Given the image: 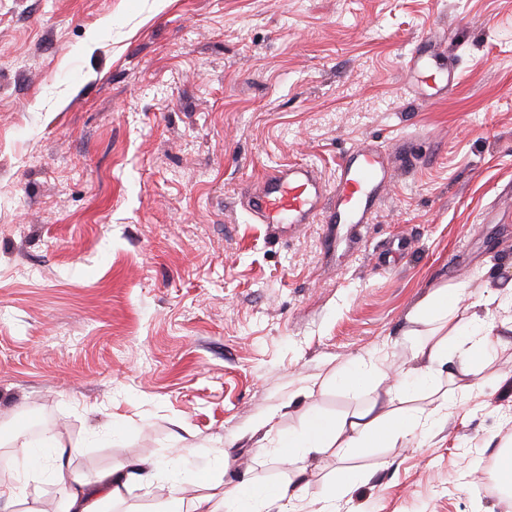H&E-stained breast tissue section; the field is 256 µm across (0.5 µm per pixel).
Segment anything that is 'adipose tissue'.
Here are the masks:
<instances>
[{"label":"adipose tissue","mask_w":512,"mask_h":512,"mask_svg":"<svg viewBox=\"0 0 512 512\" xmlns=\"http://www.w3.org/2000/svg\"><path fill=\"white\" fill-rule=\"evenodd\" d=\"M408 319L429 328L428 336L413 343V366L409 367L400 388L379 391L384 372L373 362L358 360L346 371L337 374L336 383L344 389L368 395L369 400L360 410L342 416H331L318 408H310L300 427L294 431H279L275 415H267L255 425L256 430L276 433V453L285 463L330 454L360 455L373 448H391L409 440L417 430L433 421L447 418V403H439L427 414H417L401 408L400 400L423 389L439 391L449 351L459 352L463 375L481 378L484 360L495 328L491 310L472 313L470 317L457 315V306L447 289L438 288L409 313ZM26 467L10 481L0 482V502L16 504L25 496V489L33 481V472L51 466L61 487L59 512H94L98 502L122 500L131 483L148 482L154 476V467L146 462L122 463L100 473L88 481L70 473L63 459L64 449L54 432H45L44 445L55 451L52 459H44L39 448L16 437ZM184 451H177L169 465L176 470L180 484L167 499L159 501L155 512H299L297 501L303 485L288 486L244 479L233 489H225L223 482L183 471ZM196 489L192 497H185L182 484Z\"/></svg>","instance_id":"obj_1"}]
</instances>
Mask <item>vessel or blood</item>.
<instances>
[{"instance_id":"vessel-or-blood-1","label":"vessel or blood","mask_w":512,"mask_h":512,"mask_svg":"<svg viewBox=\"0 0 512 512\" xmlns=\"http://www.w3.org/2000/svg\"><path fill=\"white\" fill-rule=\"evenodd\" d=\"M434 37L416 43L409 54L404 78L420 90L445 92L454 82L452 69L439 62ZM413 159V142L401 140L395 153L363 142L350 148L339 162L335 185H327L318 169L309 164L291 165L268 173L245 195L253 219L267 225L270 234L296 228L324 215L330 224H368L377 213L389 185Z\"/></svg>"}]
</instances>
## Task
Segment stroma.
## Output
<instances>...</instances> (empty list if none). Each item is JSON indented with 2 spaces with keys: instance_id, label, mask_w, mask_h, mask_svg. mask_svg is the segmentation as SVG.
<instances>
[{
  "instance_id": "35a3bbf8",
  "label": "stroma",
  "mask_w": 512,
  "mask_h": 512,
  "mask_svg": "<svg viewBox=\"0 0 512 512\" xmlns=\"http://www.w3.org/2000/svg\"><path fill=\"white\" fill-rule=\"evenodd\" d=\"M445 30L452 87L409 91L412 44ZM403 137L413 165L373 223L271 236L240 204L268 172L332 184L352 146ZM511 283L512 0H0V478L24 415L89 480L187 448L225 486L285 482L257 421L353 413L302 389L362 356L388 390L431 291L463 311ZM499 319L482 386L445 382L418 441L308 465L302 512L346 468L341 512H512Z\"/></svg>"
}]
</instances>
